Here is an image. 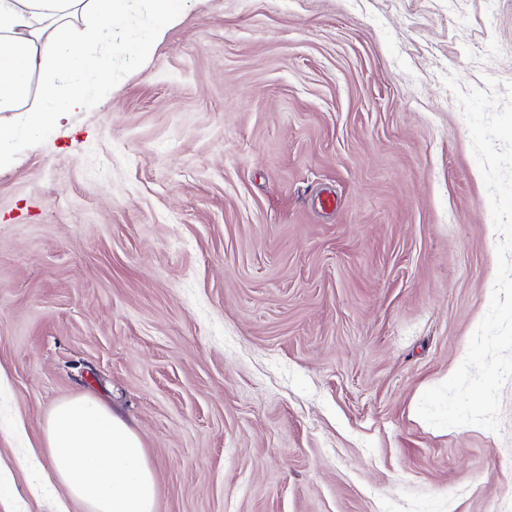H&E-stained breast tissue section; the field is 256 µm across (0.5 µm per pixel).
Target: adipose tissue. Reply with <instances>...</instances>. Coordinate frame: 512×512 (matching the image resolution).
Wrapping results in <instances>:
<instances>
[{
	"mask_svg": "<svg viewBox=\"0 0 512 512\" xmlns=\"http://www.w3.org/2000/svg\"><path fill=\"white\" fill-rule=\"evenodd\" d=\"M130 0H0V166L20 147L18 129L37 135L62 114L95 104L112 84L106 51L114 30L130 21ZM46 456L67 497L88 512H153L156 479L134 430L97 399L58 404L31 448Z\"/></svg>",
	"mask_w": 512,
	"mask_h": 512,
	"instance_id": "adipose-tissue-1",
	"label": "adipose tissue"
}]
</instances>
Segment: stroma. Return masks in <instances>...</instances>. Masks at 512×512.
<instances>
[{
	"label": "stroma",
	"mask_w": 512,
	"mask_h": 512,
	"mask_svg": "<svg viewBox=\"0 0 512 512\" xmlns=\"http://www.w3.org/2000/svg\"><path fill=\"white\" fill-rule=\"evenodd\" d=\"M0 167V512L61 401L140 436L154 512H490L500 429L436 428L502 241L457 100L512 84V0H188ZM336 199L321 207L323 194Z\"/></svg>",
	"instance_id": "stroma-1"
}]
</instances>
